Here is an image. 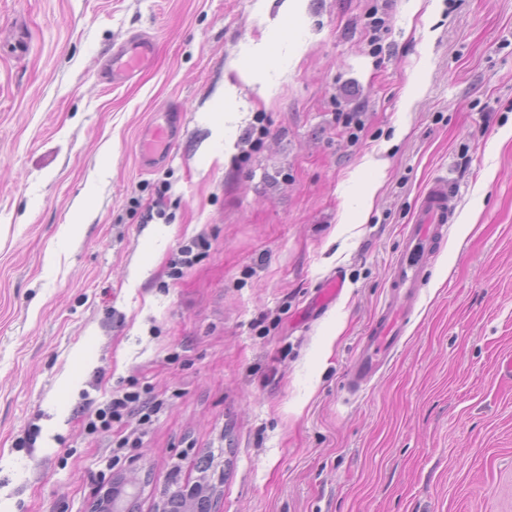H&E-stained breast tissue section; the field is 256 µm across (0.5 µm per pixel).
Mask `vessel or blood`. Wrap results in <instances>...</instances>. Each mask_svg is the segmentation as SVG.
<instances>
[{
	"instance_id": "b4317fda",
	"label": "vessel or blood",
	"mask_w": 512,
	"mask_h": 512,
	"mask_svg": "<svg viewBox=\"0 0 512 512\" xmlns=\"http://www.w3.org/2000/svg\"><path fill=\"white\" fill-rule=\"evenodd\" d=\"M157 51L152 37L134 35L113 44L99 62L98 78L108 88L132 82ZM456 194L447 179L430 180L417 199L414 215L402 231L403 252L393 263L385 297L369 323L347 372L350 392L366 391L399 350L428 278L430 260L455 217ZM340 275L328 278L315 306L324 310L342 295Z\"/></svg>"
}]
</instances>
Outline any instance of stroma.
I'll use <instances>...</instances> for the list:
<instances>
[{
    "label": "stroma",
    "mask_w": 512,
    "mask_h": 512,
    "mask_svg": "<svg viewBox=\"0 0 512 512\" xmlns=\"http://www.w3.org/2000/svg\"><path fill=\"white\" fill-rule=\"evenodd\" d=\"M285 2L0 0V512H88L102 483L147 473L153 512L209 450L215 512H512V0ZM141 31L157 60L103 89L101 56ZM172 105L182 135L141 171ZM368 157L386 178L359 224ZM436 176L457 220L403 346L350 394ZM336 274L341 297L313 310ZM131 383L163 410L88 433ZM205 247V240L202 238H194L189 243L182 245L175 257L169 264V277L173 280L179 279L184 269L192 267L199 258V250Z\"/></svg>",
    "instance_id": "1"
}]
</instances>
